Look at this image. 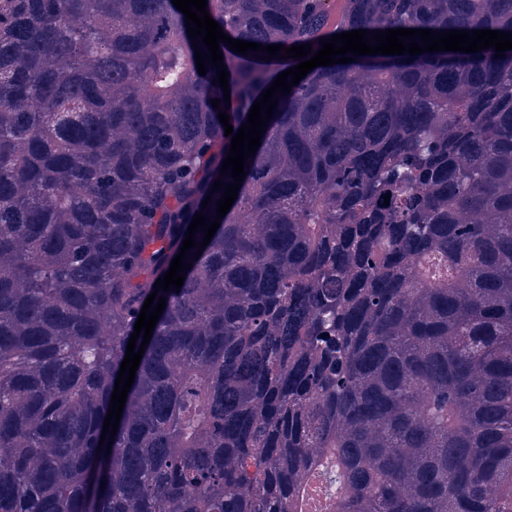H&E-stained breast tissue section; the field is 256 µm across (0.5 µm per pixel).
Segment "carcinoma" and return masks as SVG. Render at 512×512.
Returning a JSON list of instances; mask_svg holds the SVG:
<instances>
[{"instance_id":"cac0c4a2","label":"carcinoma","mask_w":512,"mask_h":512,"mask_svg":"<svg viewBox=\"0 0 512 512\" xmlns=\"http://www.w3.org/2000/svg\"><path fill=\"white\" fill-rule=\"evenodd\" d=\"M233 39L512 33V0H207ZM172 0H0V512H512V50L318 66L99 444L143 304L281 72ZM221 100L219 108L212 100ZM390 195L384 205V195ZM208 206H202L207 196Z\"/></svg>"}]
</instances>
